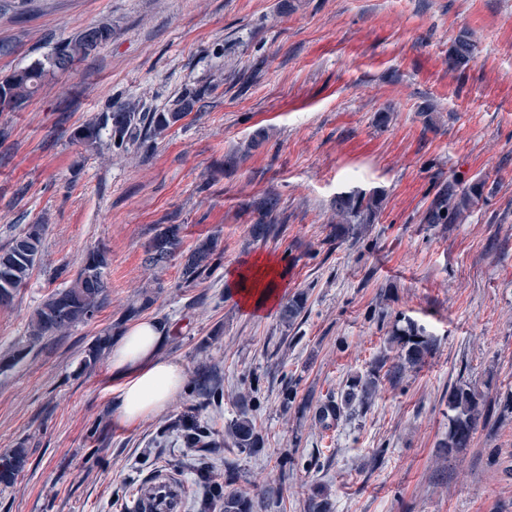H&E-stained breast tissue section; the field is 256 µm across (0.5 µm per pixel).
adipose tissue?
Segmentation results:
<instances>
[{
	"mask_svg": "<svg viewBox=\"0 0 512 512\" xmlns=\"http://www.w3.org/2000/svg\"><path fill=\"white\" fill-rule=\"evenodd\" d=\"M170 338L168 324L144 319L130 324L112 346V378L120 394L115 413L130 425L161 413L180 392L185 370L161 353Z\"/></svg>",
	"mask_w": 512,
	"mask_h": 512,
	"instance_id": "obj_1",
	"label": "adipose tissue"
}]
</instances>
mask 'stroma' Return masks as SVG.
Returning <instances> with one entry per match:
<instances>
[{
	"label": "stroma",
	"instance_id": "stroma-1",
	"mask_svg": "<svg viewBox=\"0 0 512 512\" xmlns=\"http://www.w3.org/2000/svg\"><path fill=\"white\" fill-rule=\"evenodd\" d=\"M102 25L111 41L0 112V247L44 227L27 287L0 306V357L28 347L33 310L63 285L57 268L98 246L110 295L91 322L0 371V454L27 450L0 512H136L160 470L183 480L182 512H197L201 456L257 512H305L317 492L334 512H512L511 415L459 453L440 446L452 386L512 396V0H0V77ZM463 33L475 56L453 70ZM201 87L154 141L122 151L106 136L94 149L73 139L117 106L161 111ZM453 177L485 181L484 196L461 221L425 223ZM353 190L380 208L340 238L334 200ZM269 196L283 231L260 240L251 226ZM168 224L180 248L147 265ZM208 238L220 265L181 287ZM299 292L290 325L281 303ZM137 318L178 328L164 353L186 378L162 413L126 426L109 356L80 362ZM409 322L434 342L425 363L320 423L318 401L393 360L391 331ZM205 366L220 403L194 388ZM181 416L220 445L183 447L167 430ZM243 416L261 440L251 451L223 439Z\"/></svg>",
	"mask_w": 512,
	"mask_h": 512
}]
</instances>
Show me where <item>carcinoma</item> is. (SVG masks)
Here are the masks:
<instances>
[{
	"instance_id": "cac0c4a2",
	"label": "carcinoma",
	"mask_w": 512,
	"mask_h": 512,
	"mask_svg": "<svg viewBox=\"0 0 512 512\" xmlns=\"http://www.w3.org/2000/svg\"><path fill=\"white\" fill-rule=\"evenodd\" d=\"M475 51L471 40L462 35L456 39L448 55V67L459 68L467 64ZM93 52L84 39V34L61 43L46 60L14 71L4 85H0V109H16L25 105L37 93L43 79L51 71H67L75 62ZM205 94L200 89L186 94L176 101L175 107L165 112H135L118 107L104 114L95 122L79 127L74 133L76 142L87 147L95 146L102 133L109 134L112 145L124 148L141 141L155 138L176 125L194 108L195 103ZM484 184L480 181L465 183L453 178L441 185L438 194L425 213L427 224H452L464 212L473 208L483 195ZM278 200L272 196L259 206L260 218L252 225L256 238L265 239L280 233L277 219L273 217ZM378 200L355 192L336 197V215L342 224H372L378 210ZM180 225L168 224L154 236L147 261L152 265L161 263L172 255L180 244ZM43 247V225L30 224L16 235L8 247L0 250V305L11 303L20 288L26 286L39 260ZM221 254L212 239L200 242L189 255L182 271V283L191 285L208 277L217 266ZM108 261L106 254L93 249L87 252L73 278L65 286L53 292L34 311L28 327V347L40 342L46 336L64 333L77 324H87L108 303L104 269ZM392 340L398 345L397 359L386 372L390 381L398 384L404 373L419 366L433 350V342L415 324L409 323L392 331ZM107 338L99 337L86 350L82 365L88 368L98 362L106 348ZM379 381L378 371L365 376L352 377L348 390L340 399L327 398L317 408L318 420H336L344 409L358 402L362 407L369 404ZM492 402L471 384H459L448 392V436L439 444L450 455L469 447L470 441L482 421H488L493 414ZM169 429L177 434L186 448H208L215 445L210 439L207 427L198 423L189 425L181 419L172 421ZM231 435L240 448H254L259 436L253 422L242 417L231 426ZM26 449L18 447L0 455V485H12L26 459ZM200 483L208 488L206 498L199 505L200 512H211L219 505L222 512H254L251 499L236 492L224 493L221 485L212 480L209 467L196 469Z\"/></svg>"
}]
</instances>
